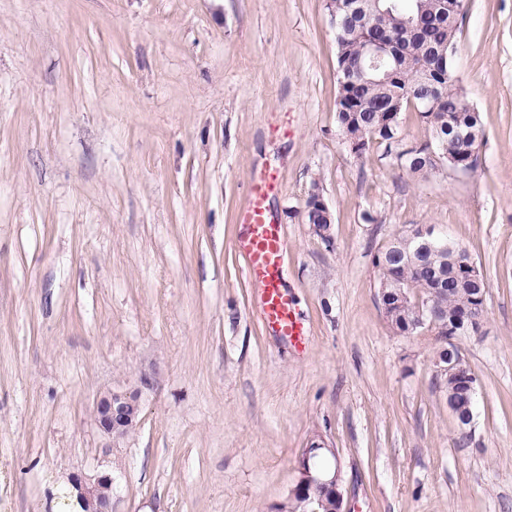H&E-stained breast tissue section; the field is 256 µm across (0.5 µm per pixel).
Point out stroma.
<instances>
[{
    "label": "stroma",
    "instance_id": "1",
    "mask_svg": "<svg viewBox=\"0 0 512 512\" xmlns=\"http://www.w3.org/2000/svg\"><path fill=\"white\" fill-rule=\"evenodd\" d=\"M456 66L484 139L467 174L413 176L417 112L351 152L325 0H0V512H69L96 468L100 392L142 388L117 512H274L313 440L348 512H512V0H467ZM273 174L284 281L312 330L266 332L235 249ZM318 191L332 243L303 222ZM417 224L487 283L469 437L437 340L389 326L378 248Z\"/></svg>",
    "mask_w": 512,
    "mask_h": 512
}]
</instances>
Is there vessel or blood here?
<instances>
[{
  "label": "vessel or blood",
  "mask_w": 512,
  "mask_h": 512,
  "mask_svg": "<svg viewBox=\"0 0 512 512\" xmlns=\"http://www.w3.org/2000/svg\"><path fill=\"white\" fill-rule=\"evenodd\" d=\"M275 190L272 177L258 174L251 178L248 202L238 214L241 235L237 248L247 258L246 276L258 292L265 329L302 351L311 341V331L284 285L283 229L267 209V201Z\"/></svg>",
  "instance_id": "obj_1"
}]
</instances>
